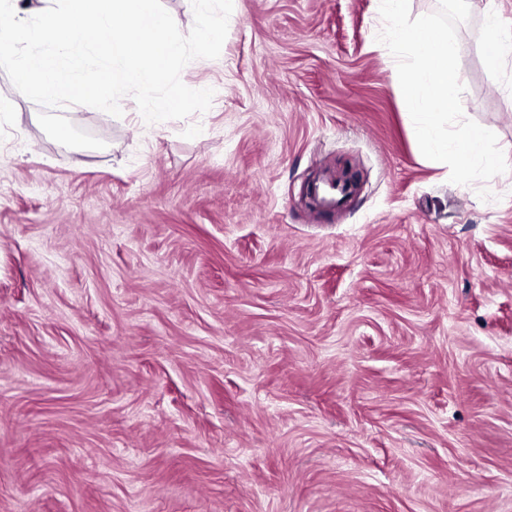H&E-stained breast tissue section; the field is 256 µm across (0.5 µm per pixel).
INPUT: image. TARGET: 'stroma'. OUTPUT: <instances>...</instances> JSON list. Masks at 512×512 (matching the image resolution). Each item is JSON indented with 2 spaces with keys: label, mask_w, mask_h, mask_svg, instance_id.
<instances>
[{
  "label": "stroma",
  "mask_w": 512,
  "mask_h": 512,
  "mask_svg": "<svg viewBox=\"0 0 512 512\" xmlns=\"http://www.w3.org/2000/svg\"><path fill=\"white\" fill-rule=\"evenodd\" d=\"M379 5L233 0L207 111L60 108L101 149L0 69V512H512V173L422 155ZM486 36L463 112L512 145Z\"/></svg>",
  "instance_id": "stroma-1"
}]
</instances>
